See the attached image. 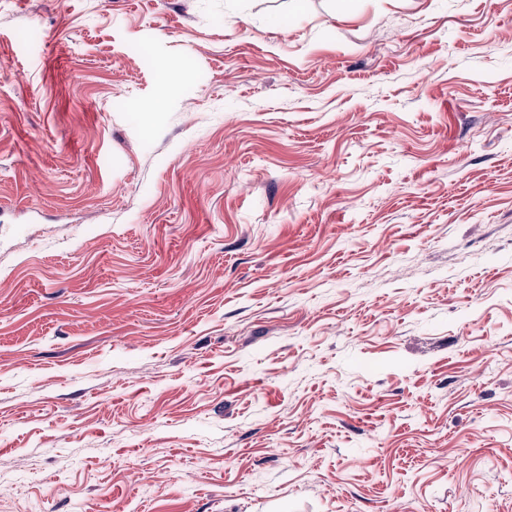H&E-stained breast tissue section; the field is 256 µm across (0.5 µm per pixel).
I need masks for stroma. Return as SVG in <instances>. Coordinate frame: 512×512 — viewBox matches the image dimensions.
<instances>
[{"mask_svg": "<svg viewBox=\"0 0 512 512\" xmlns=\"http://www.w3.org/2000/svg\"><path fill=\"white\" fill-rule=\"evenodd\" d=\"M0 512H512V0H0Z\"/></svg>", "mask_w": 512, "mask_h": 512, "instance_id": "obj_1", "label": "stroma"}]
</instances>
